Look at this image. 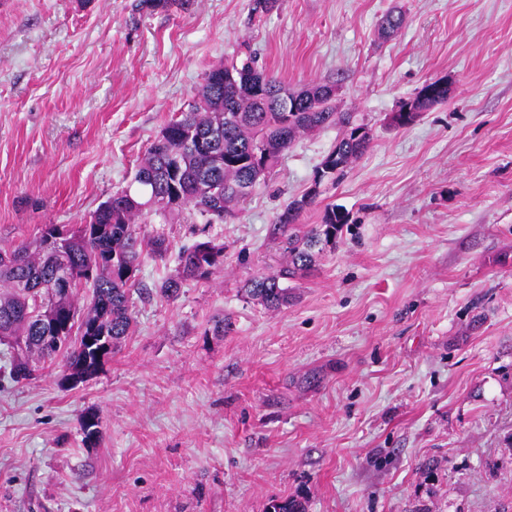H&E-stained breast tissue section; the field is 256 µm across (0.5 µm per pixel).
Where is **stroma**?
Returning <instances> with one entry per match:
<instances>
[{"instance_id":"obj_1","label":"stroma","mask_w":512,"mask_h":512,"mask_svg":"<svg viewBox=\"0 0 512 512\" xmlns=\"http://www.w3.org/2000/svg\"><path fill=\"white\" fill-rule=\"evenodd\" d=\"M249 56L288 89L335 85L368 150L315 184L325 127L234 215L149 213L142 238L173 252L143 263L99 372L0 373V512H512V0H0V245L83 222L206 73ZM433 80L447 102L392 123ZM314 186L303 223L339 206L349 229L266 309L245 285L284 262L276 217ZM200 238L221 263L156 294Z\"/></svg>"}]
</instances>
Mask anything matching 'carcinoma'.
I'll return each instance as SVG.
<instances>
[{"instance_id":"cac0c4a2","label":"carcinoma","mask_w":512,"mask_h":512,"mask_svg":"<svg viewBox=\"0 0 512 512\" xmlns=\"http://www.w3.org/2000/svg\"><path fill=\"white\" fill-rule=\"evenodd\" d=\"M187 2L138 0L136 8L155 11ZM334 96L335 88L328 83L290 91L250 57L217 66L205 75L195 106L167 123L147 149L132 180L135 188L113 195L109 205L99 206L85 223L71 226L61 242L53 235L57 225L49 224L31 242L1 247L0 340L14 338L25 346L10 355V374L28 380L45 364L59 360L80 381L95 375L133 329L130 292L143 255L163 259L169 252L162 234L142 244L138 224L143 215L191 206L222 218L252 196L298 134L336 124L342 128L341 138L318 168L314 187L288 202L277 218L288 260L253 278L247 288L269 310L287 305L288 283L314 270L318 255L336 244L349 221V213L332 207L323 223L301 234L303 213L320 184L336 179L361 158L371 141L367 127L335 110ZM221 253L209 241L181 249L178 276L162 281L161 296L174 300L184 281L209 278ZM61 274L68 276L66 288L56 287ZM80 288L91 294L84 315L74 304ZM100 427L99 414L82 415L86 445L96 444Z\"/></svg>"}]
</instances>
